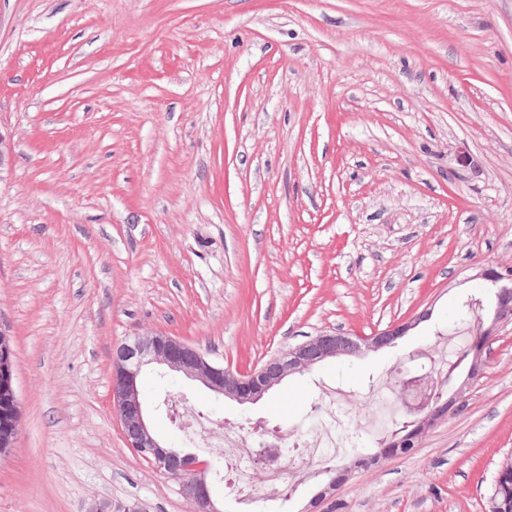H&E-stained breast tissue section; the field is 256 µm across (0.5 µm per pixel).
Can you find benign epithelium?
I'll list each match as a JSON object with an SVG mask.
<instances>
[{
  "label": "benign epithelium",
  "mask_w": 512,
  "mask_h": 512,
  "mask_svg": "<svg viewBox=\"0 0 512 512\" xmlns=\"http://www.w3.org/2000/svg\"><path fill=\"white\" fill-rule=\"evenodd\" d=\"M477 277L499 288L490 316L477 318L478 335L492 336L499 326L512 322V277L496 275L492 268L482 269ZM412 326L413 323L407 322L372 336L322 332L274 355L247 374L224 368L220 362L175 337L156 332L138 335L113 350V403L128 446L137 449L149 464L158 465L165 475L177 480L182 495L196 505L198 512H221L214 504L207 481L210 462L168 450L150 432L139 386L144 367L156 364L181 372L215 394L244 405L260 400L286 377L308 371L328 359L358 357L390 346ZM483 366L482 348L477 344L471 350L466 375L455 391L456 397H463L471 384L481 377Z\"/></svg>",
  "instance_id": "benign-epithelium-1"
}]
</instances>
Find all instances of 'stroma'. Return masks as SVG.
<instances>
[{"mask_svg":"<svg viewBox=\"0 0 512 512\" xmlns=\"http://www.w3.org/2000/svg\"><path fill=\"white\" fill-rule=\"evenodd\" d=\"M0 327L21 418L0 512H195L132 453L112 352L161 332L241 373L323 331L391 347L290 376L257 403L142 373L168 446L223 434L347 448L296 472L288 501L220 512H488L512 457V323L483 375L411 452L375 453L389 387L448 356L482 267L512 266V0H0ZM184 404L185 439L162 400ZM319 421L320 429L312 440L292 444V448H308V455L315 462L328 461L336 455V418L326 412Z\"/></svg>","mask_w":512,"mask_h":512,"instance_id":"stroma-1","label":"stroma"}]
</instances>
